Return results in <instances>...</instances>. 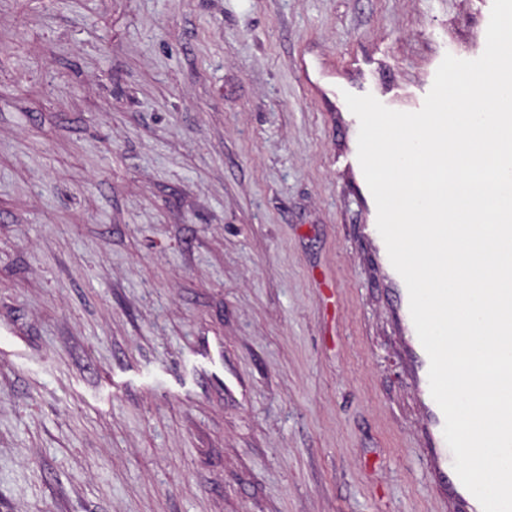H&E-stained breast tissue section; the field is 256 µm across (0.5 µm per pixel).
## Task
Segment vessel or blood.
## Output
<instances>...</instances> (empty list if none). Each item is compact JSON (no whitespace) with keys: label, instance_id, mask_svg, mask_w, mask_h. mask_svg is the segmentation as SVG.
Segmentation results:
<instances>
[{"label":"vessel or blood","instance_id":"1","mask_svg":"<svg viewBox=\"0 0 512 512\" xmlns=\"http://www.w3.org/2000/svg\"><path fill=\"white\" fill-rule=\"evenodd\" d=\"M407 353L414 369V385L424 407L427 437V464L435 492L442 503L459 505L462 512H482L473 494L460 481L453 467V455L444 438V414L432 398L429 387V357L417 334L407 338Z\"/></svg>","mask_w":512,"mask_h":512}]
</instances>
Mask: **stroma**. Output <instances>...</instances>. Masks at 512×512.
Segmentation results:
<instances>
[{"mask_svg":"<svg viewBox=\"0 0 512 512\" xmlns=\"http://www.w3.org/2000/svg\"><path fill=\"white\" fill-rule=\"evenodd\" d=\"M479 0H0V512H440L337 88ZM243 390L173 383L201 342Z\"/></svg>","mask_w":512,"mask_h":512,"instance_id":"stroma-1","label":"stroma"}]
</instances>
